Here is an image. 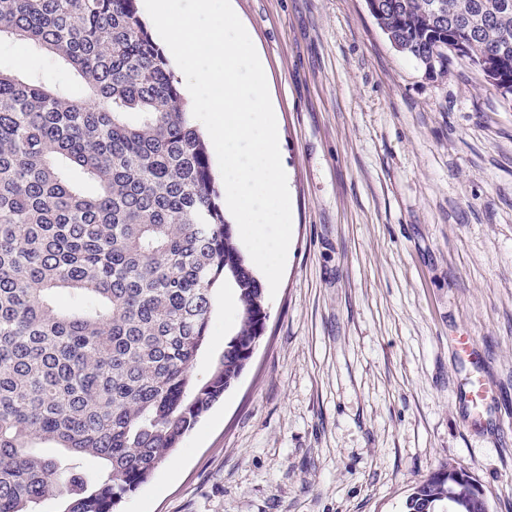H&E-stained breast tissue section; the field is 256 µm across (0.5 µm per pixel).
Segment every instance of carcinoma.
I'll list each match as a JSON object with an SVG mask.
<instances>
[{
  "mask_svg": "<svg viewBox=\"0 0 512 512\" xmlns=\"http://www.w3.org/2000/svg\"><path fill=\"white\" fill-rule=\"evenodd\" d=\"M379 28L432 73L449 47L512 88V0H376ZM70 66L79 98L0 70V512H117L238 379L264 288L225 220L192 107L138 0H0V38ZM79 173L96 186L86 192ZM238 326L193 376L216 291ZM42 448H60L48 456ZM99 468L72 477L75 460ZM486 512L444 466L406 512Z\"/></svg>",
  "mask_w": 512,
  "mask_h": 512,
  "instance_id": "cac0c4a2",
  "label": "carcinoma"
}]
</instances>
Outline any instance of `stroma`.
<instances>
[{"mask_svg": "<svg viewBox=\"0 0 512 512\" xmlns=\"http://www.w3.org/2000/svg\"><path fill=\"white\" fill-rule=\"evenodd\" d=\"M278 112L292 238L238 381L119 512H404L441 466L512 512V104L465 56L431 73L366 0H233ZM0 69L84 95L52 56ZM237 325L218 293L206 379ZM472 336L494 397L473 430Z\"/></svg>", "mask_w": 512, "mask_h": 512, "instance_id": "35a3bbf8", "label": "stroma"}]
</instances>
